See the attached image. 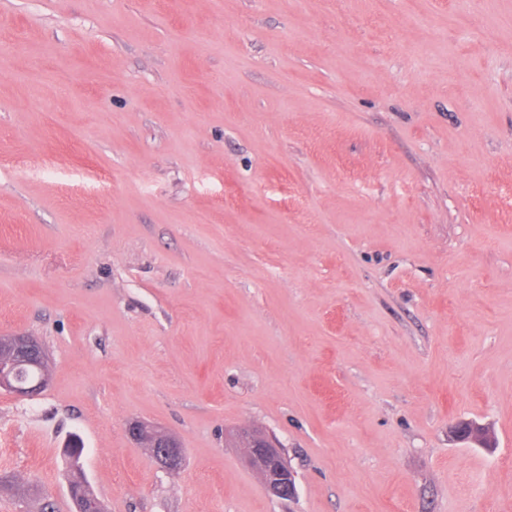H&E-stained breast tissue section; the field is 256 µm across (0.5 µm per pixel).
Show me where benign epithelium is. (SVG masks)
Masks as SVG:
<instances>
[{
  "label": "benign epithelium",
  "instance_id": "benign-epithelium-1",
  "mask_svg": "<svg viewBox=\"0 0 512 512\" xmlns=\"http://www.w3.org/2000/svg\"><path fill=\"white\" fill-rule=\"evenodd\" d=\"M46 358L37 337L26 332H14L0 336V389L18 397H30L38 393L41 383L26 385L21 377V367L31 366L43 369ZM129 436L137 440L143 435L153 438V447L159 449L155 454L161 468L174 471L180 467L182 449L179 442L167 432L142 421H131L127 425ZM247 449L248 464L261 472L268 494L291 499L296 495V483L293 471L285 461L282 450L273 439L265 435L249 438ZM68 493L75 506V512H105L87 480L68 483Z\"/></svg>",
  "mask_w": 512,
  "mask_h": 512
}]
</instances>
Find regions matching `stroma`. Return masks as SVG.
Returning a JSON list of instances; mask_svg holds the SVG:
<instances>
[{
    "label": "stroma",
    "instance_id": "35a3bbf8",
    "mask_svg": "<svg viewBox=\"0 0 512 512\" xmlns=\"http://www.w3.org/2000/svg\"><path fill=\"white\" fill-rule=\"evenodd\" d=\"M16 330L0 512H512V0H0ZM46 358L36 336L26 332H14L0 336V389L18 397H30L41 389L39 378L46 375L37 370L23 369V377L30 384L23 383L21 367L31 366L42 370ZM36 383V384H35ZM129 436L137 441L140 436L148 435L154 440L153 448H161L154 458L161 468L174 471L180 467L182 449L179 442L167 432L142 421H131L127 425ZM159 459V460H157ZM249 441L250 448L242 441L247 448V462L261 472L268 494L281 499L293 498L296 495L295 477L281 448L265 435L249 437ZM68 493L75 506V512H106L87 479L77 484L69 480Z\"/></svg>",
    "mask_w": 512,
    "mask_h": 512
}]
</instances>
